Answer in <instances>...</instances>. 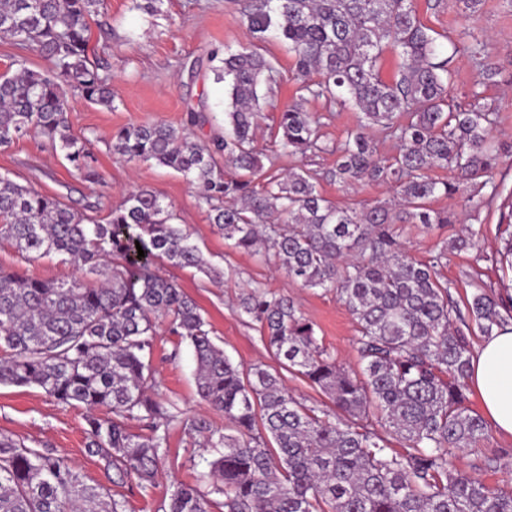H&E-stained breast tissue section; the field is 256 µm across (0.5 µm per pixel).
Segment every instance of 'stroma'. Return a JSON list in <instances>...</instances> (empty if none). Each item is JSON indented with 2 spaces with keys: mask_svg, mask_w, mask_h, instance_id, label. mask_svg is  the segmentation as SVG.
<instances>
[{
  "mask_svg": "<svg viewBox=\"0 0 512 512\" xmlns=\"http://www.w3.org/2000/svg\"><path fill=\"white\" fill-rule=\"evenodd\" d=\"M416 5L422 23L439 33L443 54L451 59L449 94L460 99L471 89H479L499 114L493 135L510 151L494 174L501 193L491 206L475 217L465 192L439 198L435 208L448 210L454 217L453 224L433 232L418 224L406 225L404 242L416 259L425 262L439 239L453 238L465 226H474L480 231L476 251L449 254L441 274L450 281L451 295L458 303L470 299L479 282L507 296L512 294V272L501 269L494 257L502 237L512 232L501 221L502 212L512 202V0H481L473 11L466 9L463 0H416ZM243 6V0H159L155 10L147 11L134 8L132 0H105L102 13L90 25L95 56L107 60L112 69L114 103L107 108L74 95L68 98L72 131L90 139L97 158L95 179L74 175L60 151L33 137L0 148V173L39 192L58 196L82 211L100 203L108 207L118 204L130 186L147 187L172 204L177 223L193 233L205 255L224 270V283L217 287L194 270L167 265L161 268L197 302L234 363L247 368L260 365L272 371L279 367L257 326L234 305L242 290L262 288L294 297L338 364L356 370L360 367L356 324L335 293L297 287L289 283L283 270L266 263L263 257L230 249L223 235L211 226L196 186L181 174L152 163H127L112 153V134L118 128L157 121L180 126L186 124L188 107L201 103L209 120L189 126L192 139L205 142L220 133L224 85L216 81L211 70L193 78L189 69L210 51L249 42L251 34L244 22ZM472 35L486 44L487 61L497 71L495 82L481 83L478 67L463 50ZM266 48L277 63L278 75L266 93L256 136L257 147L264 150L272 146L269 132L278 113L299 98L293 60L286 46L272 39ZM306 107L320 115L323 139L331 146L342 140L360 117L355 109L321 99L309 100ZM335 160V154L329 152L305 158L284 156L275 170L282 173L302 166L318 173L321 192L341 206L389 197L390 191L383 185L336 184L330 177ZM152 366L161 397L175 401L185 416L203 415L213 426L223 427V414L212 410L197 394L194 360L179 337L159 333ZM85 414L84 407L58 404L34 386H0V434L32 448L49 446L67 458L84 482L109 486L111 495L123 501L125 512H162L173 485L196 483L208 461L219 455L218 449L198 447L177 427L171 432L165 475L155 487L144 491L131 483L113 486L104 460L85 450ZM457 463L489 486L510 487L512 436L487 427L476 447L459 452Z\"/></svg>",
  "mask_w": 512,
  "mask_h": 512,
  "instance_id": "stroma-1",
  "label": "stroma"
}]
</instances>
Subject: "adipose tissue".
Returning a JSON list of instances; mask_svg holds the SVG:
<instances>
[{"label": "adipose tissue", "instance_id": "ef3b65f1", "mask_svg": "<svg viewBox=\"0 0 512 512\" xmlns=\"http://www.w3.org/2000/svg\"><path fill=\"white\" fill-rule=\"evenodd\" d=\"M485 416L512 436V327L496 332L479 347L470 364Z\"/></svg>", "mask_w": 512, "mask_h": 512}]
</instances>
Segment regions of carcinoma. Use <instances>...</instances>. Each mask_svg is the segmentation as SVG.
Segmentation results:
<instances>
[{"label":"carcinoma","instance_id":"1","mask_svg":"<svg viewBox=\"0 0 512 512\" xmlns=\"http://www.w3.org/2000/svg\"><path fill=\"white\" fill-rule=\"evenodd\" d=\"M103 4L0 0V36L46 62L35 70L18 56L14 72L0 74V147L38 137L60 148L74 173L96 176L89 139L70 129L67 92L112 106L109 67L89 58L90 21ZM244 16L253 41L214 69L227 94L222 131L198 143L185 126H123L112 152L182 174L230 248L263 256L302 288L336 293L357 326L360 370L338 365L294 299L269 289L244 290L237 307L280 367L334 409L299 401L277 371L234 364L196 302L156 264L194 269L213 283L224 273L153 191L134 187L100 217L0 174V241L26 262L76 271L48 280L0 270V385L35 386L92 410L86 452L105 460L115 485L154 487L178 423L224 449L209 463L206 487L175 486L165 512H512V489L489 487L452 460L486 429L465 406L470 353L457 323L491 336L512 320L502 299L480 289L460 308L441 276L448 252L473 248L479 230L440 240L427 262L402 240L405 224L433 231L453 223L432 202L459 185L432 177L436 168L469 185L476 214L499 195L497 112L476 90L465 103L449 96L448 61L414 0H248ZM270 31L288 44L302 95L279 112L269 156L255 141L260 90L276 72L264 49ZM386 52L396 60L389 79L381 74ZM310 98L361 114L332 148L331 177L387 184L392 199L339 206L313 171L264 169L282 155L327 150L319 118L304 108ZM376 126L396 144L390 158L377 153ZM220 156L236 177L224 178ZM161 322L192 348L197 393L224 413V430L181 418L175 402L152 393ZM374 417L404 451L372 431ZM0 512H124V504L52 450L0 435Z\"/></svg>","mask_w":512,"mask_h":512}]
</instances>
